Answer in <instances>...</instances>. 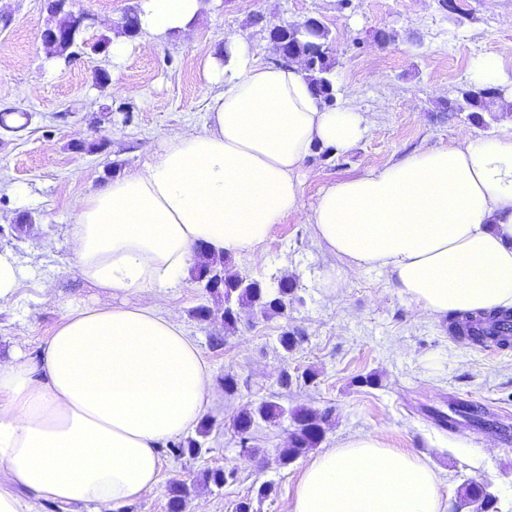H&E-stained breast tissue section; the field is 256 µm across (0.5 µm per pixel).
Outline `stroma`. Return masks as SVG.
Listing matches in <instances>:
<instances>
[{
	"instance_id": "1",
	"label": "stroma",
	"mask_w": 512,
	"mask_h": 512,
	"mask_svg": "<svg viewBox=\"0 0 512 512\" xmlns=\"http://www.w3.org/2000/svg\"><path fill=\"white\" fill-rule=\"evenodd\" d=\"M138 0H67L66 10L91 18L84 36L96 41ZM0 109L15 108L9 129L0 128V250L14 253L23 279L13 302L0 312V355L20 348L37 358L54 326L73 308L91 303L97 290L75 273L67 230L80 198L116 176L142 166L164 138L202 128L214 92L204 76L208 56L220 54L228 35L248 32L260 63H271L266 26L318 17L328 28L335 60L336 94L352 92L373 122L352 148L336 155L313 149L303 164L304 208L322 186L385 167L405 155L462 139H490L512 132V114H485L476 122L451 112L448 100L473 80L476 61L512 43V0H207L195 30L144 47L130 40L121 64L108 53L85 52L69 64L49 59L41 33L47 0H0ZM263 15L265 26L252 22ZM107 71V88L94 75ZM27 121H20V113ZM104 141V150L75 152L78 143ZM30 219L16 232L20 219ZM338 260L289 215L274 225L256 250L232 257L229 272L295 281L288 313L262 317L242 310L237 331L225 335L220 320L190 315L203 302L192 277L156 297L177 311L201 351L216 393V421L208 451L196 457L162 451L161 482L125 512H168L173 482L192 483L207 468L234 471L222 489L199 488L183 512H234L252 498L258 512H285L308 457L281 465L290 419L254 434L258 457H245L232 430L242 409L274 400L286 409H330L322 448L348 437L378 433L391 448L408 450L436 472L447 512H460L458 492L482 482L499 512H512V348L478 346L448 333L447 317L421 314L389 275L364 267L344 287H324ZM53 298H45L43 287ZM294 330L300 341L283 351L279 337ZM223 345H215V337ZM294 378L281 387L278 374ZM314 373L305 382L304 373ZM239 383L224 393L225 375ZM374 384H364L366 376ZM268 486L258 498L260 486Z\"/></svg>"
}]
</instances>
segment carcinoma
Segmentation results:
<instances>
[{
  "label": "carcinoma",
  "instance_id": "carcinoma-1",
  "mask_svg": "<svg viewBox=\"0 0 512 512\" xmlns=\"http://www.w3.org/2000/svg\"><path fill=\"white\" fill-rule=\"evenodd\" d=\"M50 23L47 30L53 33V38L44 41V47L49 57L70 62L77 55V48L84 44L83 29L78 27L74 15L61 9L59 4L49 5ZM318 26V32L312 29L301 30L297 33L285 28H273L269 32L270 47L275 54H286L304 62L305 73L312 88L322 102L327 106L335 103V90L330 79L334 68L331 55L329 31L317 18H312ZM499 99L491 84L472 83L458 91V98L448 103V110L453 112H468L478 120H483L482 113L494 111ZM293 291V283L288 277H274L270 282L252 280L246 288H226L224 293L212 295L230 305H238L252 311L259 310L261 316L283 315L288 311V295ZM451 328L454 335L472 344L485 346L489 343L501 346L512 342V309H500L494 312L471 315L464 319L452 317ZM289 416L293 429L289 436L288 448L280 453L283 465L307 454L317 447L324 436V425L329 422L330 413L310 408H295L291 411L278 403L264 401L258 406L241 411L233 421V427L239 436L240 447L254 455L258 449L249 446L252 432L257 421L276 425ZM214 426L210 417L200 422L197 437H188L174 445L181 455L198 456L205 448L206 437ZM232 477V472L222 468H212L201 473L198 479L204 486L213 485L221 488ZM196 489L195 484L177 482L171 488L169 498L170 512H182L187 498ZM464 502H480L490 509L496 510V498L486 487L470 481L461 488Z\"/></svg>",
  "mask_w": 512,
  "mask_h": 512
}]
</instances>
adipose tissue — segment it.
Wrapping results in <instances>:
<instances>
[{
  "label": "adipose tissue",
  "mask_w": 512,
  "mask_h": 512,
  "mask_svg": "<svg viewBox=\"0 0 512 512\" xmlns=\"http://www.w3.org/2000/svg\"><path fill=\"white\" fill-rule=\"evenodd\" d=\"M204 0H139L145 43L193 31ZM207 121L75 205L67 244L101 297L70 310L37 359L0 357V512L86 504L122 512L155 491L160 451L216 400L177 312L146 301L210 253L238 255L300 215L344 268L370 266L430 317L512 308V133L410 153L301 204L314 147L342 152L372 118L355 96L321 103L300 65L259 63L248 33L205 62ZM436 473L373 433L303 470L286 512H446Z\"/></svg>",
  "instance_id": "1"
}]
</instances>
